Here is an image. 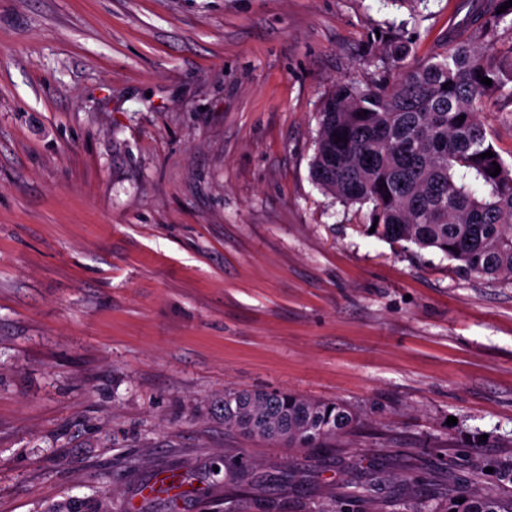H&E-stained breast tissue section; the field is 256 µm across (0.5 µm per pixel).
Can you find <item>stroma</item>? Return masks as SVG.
I'll use <instances>...</instances> for the list:
<instances>
[{
    "mask_svg": "<svg viewBox=\"0 0 512 512\" xmlns=\"http://www.w3.org/2000/svg\"><path fill=\"white\" fill-rule=\"evenodd\" d=\"M465 2L0 0V512L428 504L444 457L512 460V284L310 177L329 89ZM228 387L360 421L279 448L225 429Z\"/></svg>",
    "mask_w": 512,
    "mask_h": 512,
    "instance_id": "stroma-1",
    "label": "stroma"
}]
</instances>
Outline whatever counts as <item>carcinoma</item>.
I'll list each match as a JSON object with an SVG mask.
<instances>
[{
    "label": "carcinoma",
    "mask_w": 512,
    "mask_h": 512,
    "mask_svg": "<svg viewBox=\"0 0 512 512\" xmlns=\"http://www.w3.org/2000/svg\"><path fill=\"white\" fill-rule=\"evenodd\" d=\"M482 2L448 31L442 53L408 63V47L392 41L385 55L397 69L393 76L334 86L319 111L311 175L339 201L370 205L366 228H375L374 236L441 252L466 275L512 280V166L481 121V113L512 104V46L498 47L499 30H512V7L499 14L507 0ZM487 151L493 157H480ZM220 410L224 428L285 448H321L359 421L342 402L280 390L226 388ZM487 468L512 482V467L474 454L472 476ZM443 500L447 508L419 512H512V497L482 496L458 483L448 485Z\"/></svg>",
    "instance_id": "1"
}]
</instances>
